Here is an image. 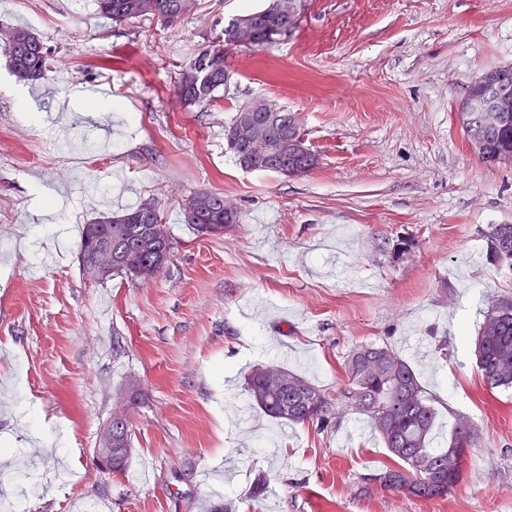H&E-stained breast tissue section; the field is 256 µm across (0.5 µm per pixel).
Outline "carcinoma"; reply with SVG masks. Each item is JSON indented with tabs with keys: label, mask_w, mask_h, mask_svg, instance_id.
<instances>
[{
	"label": "carcinoma",
	"mask_w": 512,
	"mask_h": 512,
	"mask_svg": "<svg viewBox=\"0 0 512 512\" xmlns=\"http://www.w3.org/2000/svg\"><path fill=\"white\" fill-rule=\"evenodd\" d=\"M98 13L121 25L148 18L168 28L195 13L200 0H96ZM246 24V47L271 43L275 30L284 32L294 23V14H278L272 5L239 15L228 23L212 45L189 60L181 70L177 93L192 105L216 100L215 93L227 85L224 44L235 39L240 24ZM11 41L0 40L13 76L20 82L42 80L48 70L50 51L27 26L7 28ZM237 109L224 135L237 162L248 159L247 169L300 176L316 168L317 155L305 142L303 125L294 124L295 113L275 104L254 113L263 131L265 150L254 154L246 138H235L239 124L251 108ZM489 164L512 162V126L483 132ZM184 223L202 234L222 235L239 223V212L224 210V193L200 190L183 206ZM163 208L155 200L120 212H103L83 225L79 255L85 239L94 230L112 232V252L122 257L112 263V274L131 279L153 278L169 263L174 243L170 235L158 239L153 225L165 224ZM488 259L512 268V224H493L484 233ZM86 256V255H84ZM91 260V256H86ZM477 369L493 389L512 388V299L490 304L483 314L474 341ZM344 387L336 396L304 377L268 363L248 377L246 392L251 404L273 419L285 423H308L324 429L349 414L367 417L369 427L387 448L397 465L372 475L371 481L421 499L445 498L457 487L467 451L477 447L480 431L466 415L456 413L448 423L443 445H435L438 408L414 368L388 345L375 343L354 347L344 364Z\"/></svg>",
	"instance_id": "1"
}]
</instances>
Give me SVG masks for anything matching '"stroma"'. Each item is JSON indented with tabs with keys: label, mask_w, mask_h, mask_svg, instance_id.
I'll list each match as a JSON object with an SVG mask.
<instances>
[{
	"label": "stroma",
	"mask_w": 512,
	"mask_h": 512,
	"mask_svg": "<svg viewBox=\"0 0 512 512\" xmlns=\"http://www.w3.org/2000/svg\"><path fill=\"white\" fill-rule=\"evenodd\" d=\"M265 3L200 0L163 30L93 0H0V25L51 52L45 98L0 53V512H512V390L487 385L473 344L487 301L512 298V269L483 256L489 225L512 224V163L483 162L456 114L512 64V0H295L288 34L226 49L217 102L184 104L181 67ZM256 98L299 113L314 170L236 163L224 128ZM200 190L237 207L226 234L184 223ZM150 199L175 242L166 269L87 280L83 224ZM371 342L416 367L440 425L460 412L480 430L447 498L371 482L394 460L363 416L321 431L248 404L255 365L332 393ZM131 383L133 452L111 478L96 448ZM62 427L70 447H45Z\"/></svg>",
	"instance_id": "35a3bbf8"
}]
</instances>
